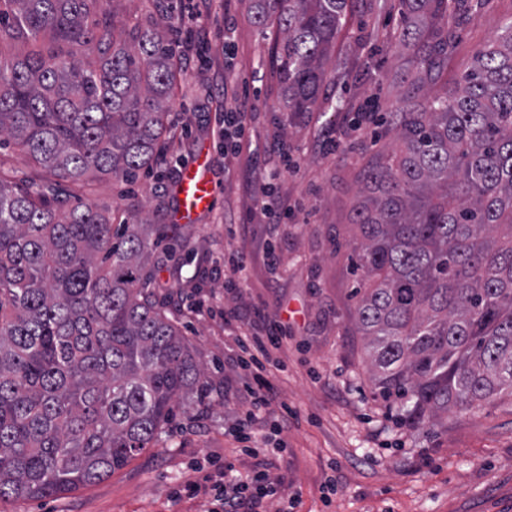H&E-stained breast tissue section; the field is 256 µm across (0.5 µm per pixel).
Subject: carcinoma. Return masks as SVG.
<instances>
[{
	"mask_svg": "<svg viewBox=\"0 0 512 512\" xmlns=\"http://www.w3.org/2000/svg\"><path fill=\"white\" fill-rule=\"evenodd\" d=\"M348 0H250L279 34L281 108L313 111ZM464 0H398L419 83L391 113L397 148L367 175L355 328L399 424L512 397V22L460 83L419 98ZM172 20L117 29L104 0H0V147L64 180L152 167L177 83ZM51 40L83 47L45 53ZM155 217L0 176V512L87 487L165 433L205 373L160 297Z\"/></svg>",
	"mask_w": 512,
	"mask_h": 512,
	"instance_id": "obj_1",
	"label": "carcinoma"
}]
</instances>
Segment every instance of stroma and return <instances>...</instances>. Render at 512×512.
Returning a JSON list of instances; mask_svg holds the SVG:
<instances>
[{
	"mask_svg": "<svg viewBox=\"0 0 512 512\" xmlns=\"http://www.w3.org/2000/svg\"><path fill=\"white\" fill-rule=\"evenodd\" d=\"M396 2L349 0L320 99L300 120L280 110L276 27L258 26L248 0H232L227 14L213 0H196L210 21L181 61L157 166L130 182L103 177L75 184L46 173L25 150L0 149V171L14 182L109 209L119 221L138 212L171 215L178 177L200 154L216 194L210 210L169 226L180 250H170L168 241L154 248L165 259L161 295L211 384L205 402H181L166 437L122 469L64 495L20 503V512H209L211 479L228 465L238 475L264 471L278 481L280 496L265 502L266 512H512V400L449 412L442 426L406 430L398 405L378 396L364 340L353 328L359 278L353 210L369 168L396 137L377 124L351 129L350 120L368 100L379 114L396 111L413 77L399 42ZM106 7L116 25L128 27L177 14L174 0H107ZM510 22L512 0H483L464 15L449 14L452 46L425 92L453 88L477 51ZM228 49L245 77L250 127L229 157L216 135ZM331 131L339 148L327 143ZM277 141L301 165L277 181L294 221L254 224L242 234L239 223L252 207L253 159ZM269 247L271 264L263 258ZM235 250L253 261L246 285L228 288L224 255ZM199 300L207 312L193 310ZM256 304L290 331L267 366L278 402L257 412L234 342L246 333L245 316ZM284 404L288 423L276 433L272 424ZM249 414L245 454L235 428Z\"/></svg>",
	"mask_w": 512,
	"mask_h": 512,
	"instance_id": "35a3bbf8",
	"label": "stroma"
}]
</instances>
